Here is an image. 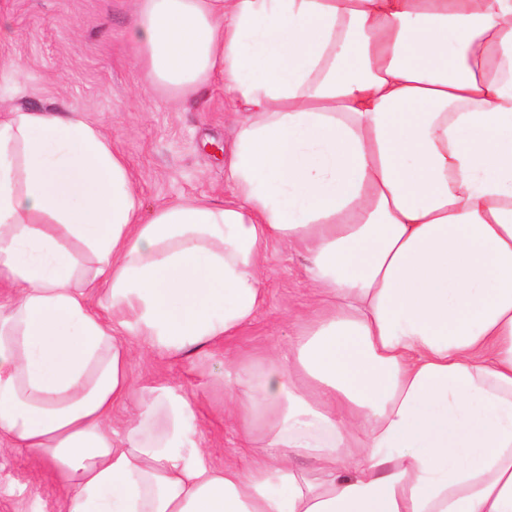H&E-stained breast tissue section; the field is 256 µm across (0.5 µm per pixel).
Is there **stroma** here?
Instances as JSON below:
<instances>
[{
    "mask_svg": "<svg viewBox=\"0 0 512 512\" xmlns=\"http://www.w3.org/2000/svg\"><path fill=\"white\" fill-rule=\"evenodd\" d=\"M137 0H0L13 41L0 46L23 67L0 79V107L79 112L100 128L127 159L143 218L160 205L189 197L221 198L224 154L235 115L221 80L185 95L151 83L135 65L129 30ZM266 301L239 336L182 358L135 357L134 391L116 411L123 429L149 389L167 384L198 399L195 423L215 463L237 456V438L224 423V361L240 349L286 341L288 325L311 312L302 260L292 250L269 246ZM60 499L42 464L26 453L0 454V512H59Z\"/></svg>",
    "mask_w": 512,
    "mask_h": 512,
    "instance_id": "1",
    "label": "stroma"
}]
</instances>
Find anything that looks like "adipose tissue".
I'll return each mask as SVG.
<instances>
[{"mask_svg": "<svg viewBox=\"0 0 512 512\" xmlns=\"http://www.w3.org/2000/svg\"><path fill=\"white\" fill-rule=\"evenodd\" d=\"M130 41L223 78L231 196L142 220L80 113L0 112V448L61 512H512V0H140ZM272 242L316 311L224 365L242 460L165 384L113 429L136 355L251 322Z\"/></svg>", "mask_w": 512, "mask_h": 512, "instance_id": "adipose-tissue-1", "label": "adipose tissue"}]
</instances>
